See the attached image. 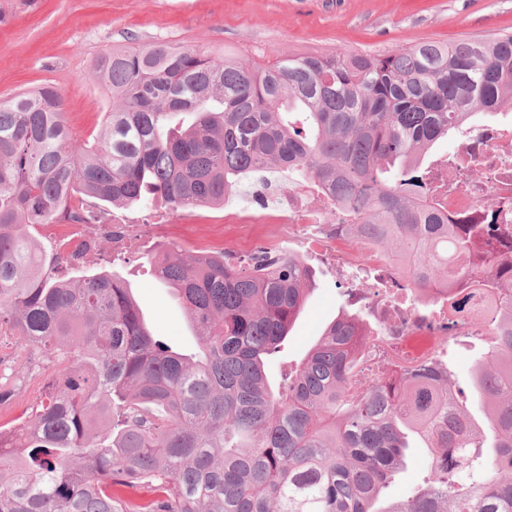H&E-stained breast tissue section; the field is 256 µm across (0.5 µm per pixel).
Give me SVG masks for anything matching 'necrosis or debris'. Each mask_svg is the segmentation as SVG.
Instances as JSON below:
<instances>
[{"instance_id":"1","label":"necrosis or debris","mask_w":512,"mask_h":512,"mask_svg":"<svg viewBox=\"0 0 512 512\" xmlns=\"http://www.w3.org/2000/svg\"><path fill=\"white\" fill-rule=\"evenodd\" d=\"M459 139L457 152L431 162L429 198L452 218L492 207L499 224L512 230V119L464 128ZM251 195L260 203L254 221L266 230L248 236L244 252H223L214 236L195 240L189 251L205 256L220 251L238 265L261 255H280L293 244L331 266L339 286L358 298L377 325L360 348L348 388L351 398H359L383 373L412 377L437 364L448 344L475 336L491 339L499 306L496 292L460 283L457 291L469 297L470 313L464 318L449 315L447 286L419 291L412 271L359 239L349 215L318 183L263 180ZM42 230L57 256L73 267L97 260L99 239L124 251L148 233L147 225L103 217L93 224L58 219Z\"/></svg>"}]
</instances>
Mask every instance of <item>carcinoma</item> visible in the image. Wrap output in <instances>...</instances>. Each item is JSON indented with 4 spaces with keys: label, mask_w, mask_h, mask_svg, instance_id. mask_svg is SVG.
I'll return each mask as SVG.
<instances>
[{
    "label": "carcinoma",
    "mask_w": 512,
    "mask_h": 512,
    "mask_svg": "<svg viewBox=\"0 0 512 512\" xmlns=\"http://www.w3.org/2000/svg\"><path fill=\"white\" fill-rule=\"evenodd\" d=\"M95 73L112 107L93 142L71 131L56 88L0 101V335L54 366L23 425L0 427V512H512V240L475 251L495 225L450 218L404 180L477 114L512 110V35L272 63L151 43L111 49ZM270 169L319 183L422 285L477 277L504 293L494 343L472 364L486 428L440 366L351 399L354 315L273 389L265 361L312 278L290 254L247 268L156 261L196 336L187 355L154 338L122 278L60 281L29 236L77 195L222 204ZM408 431L429 448V477L382 503ZM121 483L161 494L133 504L112 496Z\"/></svg>",
    "instance_id": "obj_1"
}]
</instances>
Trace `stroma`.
<instances>
[{
	"label": "stroma",
	"instance_id": "1",
	"mask_svg": "<svg viewBox=\"0 0 512 512\" xmlns=\"http://www.w3.org/2000/svg\"><path fill=\"white\" fill-rule=\"evenodd\" d=\"M512 32V0H0V99L43 86L59 89L65 118L80 138L102 130L110 106L94 73L96 59L115 47L166 42L220 57L232 53L247 61L337 49L382 53L423 41L452 42ZM98 213L131 221L166 218L165 250L180 251L205 228L224 232V246L241 247L242 230L225 223L223 206H202L203 221L184 224L176 210L160 202L119 209L99 201ZM96 268L118 272L130 284L135 301L155 337L176 351L191 350L193 330L174 289L154 275L149 244L122 255L109 243L99 246ZM313 290L298 315L280 356L267 365L273 380L285 366L297 365L325 327L351 301L330 267L310 262ZM482 342L449 345L454 354L450 385L467 393V409L477 424L484 410L472 397L471 357ZM41 376L0 375L22 385L23 394L0 409V425L15 426L43 399L53 366L40 362ZM429 452L409 435L403 463L384 489L387 499L405 497L428 477Z\"/></svg>",
	"mask_w": 512,
	"mask_h": 512
}]
</instances>
